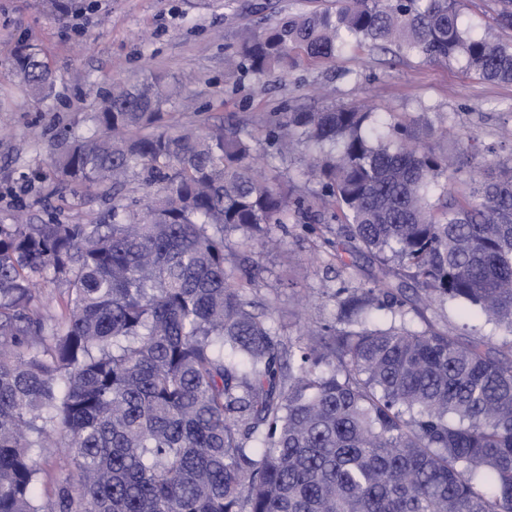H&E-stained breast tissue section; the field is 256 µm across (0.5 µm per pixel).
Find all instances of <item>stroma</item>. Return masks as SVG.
Here are the masks:
<instances>
[{
  "mask_svg": "<svg viewBox=\"0 0 512 512\" xmlns=\"http://www.w3.org/2000/svg\"><path fill=\"white\" fill-rule=\"evenodd\" d=\"M331 0H0V224L104 221L109 205L95 192L58 182L48 173L51 143L63 130L86 133L113 81L151 71L183 79L195 108L168 107L172 127L207 126L234 118L248 128L266 125L287 109L365 104L376 119L448 116L437 151L460 154L457 136L474 133L498 160H512V84L482 79L456 61L426 63L372 47H353L336 61H301L287 75H227L225 47L259 17L309 12ZM465 21L503 41L512 30L495 23L497 0H458ZM38 48L55 86L51 99L27 95L13 79L10 53ZM282 249L257 254L251 288L274 304L285 335L306 326L340 324L337 292L366 283L365 259L345 266L304 225L287 224ZM451 332L499 342L502 331L484 319H464L458 306L436 303L415 315Z\"/></svg>",
  "mask_w": 512,
  "mask_h": 512,
  "instance_id": "35a3bbf8",
  "label": "stroma"
}]
</instances>
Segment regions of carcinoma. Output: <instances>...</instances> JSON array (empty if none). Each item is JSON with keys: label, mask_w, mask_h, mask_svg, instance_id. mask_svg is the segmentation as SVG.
<instances>
[{"label": "carcinoma", "mask_w": 512, "mask_h": 512, "mask_svg": "<svg viewBox=\"0 0 512 512\" xmlns=\"http://www.w3.org/2000/svg\"><path fill=\"white\" fill-rule=\"evenodd\" d=\"M496 24L512 29V0ZM426 62L461 59L512 83V42L475 33L457 0H336L264 19L226 66L286 75L352 45ZM30 95L51 96L39 50L11 52ZM180 81H116L90 134L63 133L51 173L112 195L101 224H0V512H44L32 449L64 448L50 512H512V341L408 325L424 302L459 303L512 337V165L485 166L472 195L427 139L440 116L382 123L364 107L288 110L256 132L171 128ZM308 156L311 200L254 145ZM142 214L118 192L140 174ZM300 214L343 230L371 259L344 288L349 328L283 339L248 293L253 257ZM68 290L49 325L34 278ZM390 324L369 329L372 310Z\"/></svg>", "instance_id": "carcinoma-1"}]
</instances>
